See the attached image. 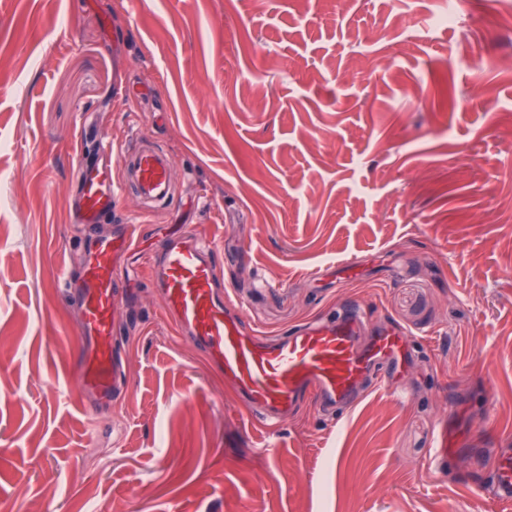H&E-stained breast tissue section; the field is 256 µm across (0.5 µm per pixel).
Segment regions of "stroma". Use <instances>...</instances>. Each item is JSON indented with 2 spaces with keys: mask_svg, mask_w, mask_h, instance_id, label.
<instances>
[{
  "mask_svg": "<svg viewBox=\"0 0 512 512\" xmlns=\"http://www.w3.org/2000/svg\"><path fill=\"white\" fill-rule=\"evenodd\" d=\"M474 2L460 27L450 0H0V512H512V0ZM83 127L173 159L167 210L128 195L98 233L213 240L270 336L358 302L409 334L388 387L263 425L132 255L126 385L90 420L61 281ZM442 421L482 465L432 467ZM505 463L502 465L496 484L494 486V495L498 498L510 500L512 499V451L511 448H507L505 451Z\"/></svg>",
  "mask_w": 512,
  "mask_h": 512,
  "instance_id": "obj_1",
  "label": "stroma"
}]
</instances>
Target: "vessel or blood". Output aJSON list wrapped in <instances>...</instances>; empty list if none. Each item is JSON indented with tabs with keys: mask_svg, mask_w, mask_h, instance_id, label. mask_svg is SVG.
I'll return each instance as SVG.
<instances>
[{
	"mask_svg": "<svg viewBox=\"0 0 512 512\" xmlns=\"http://www.w3.org/2000/svg\"><path fill=\"white\" fill-rule=\"evenodd\" d=\"M172 165L168 153L136 133L117 152L111 144H102L98 163H76V223H99L115 200L128 194L149 210L167 208L176 194ZM138 233V225L123 224L94 236L82 250L79 276H62L65 287L74 288L80 309L79 387L93 412L122 386L121 363L112 346L115 299L123 285L118 261ZM214 254L213 243L204 237H172L160 254L147 258L151 282L175 327L266 425L276 424L310 399L344 414L365 387L385 385L390 369L405 358L408 336L400 330L386 329L363 339L366 318L355 302L270 339L246 329L240 315L224 308Z\"/></svg>",
	"mask_w": 512,
	"mask_h": 512,
	"instance_id": "b4317fda",
	"label": "vessel or blood"
}]
</instances>
